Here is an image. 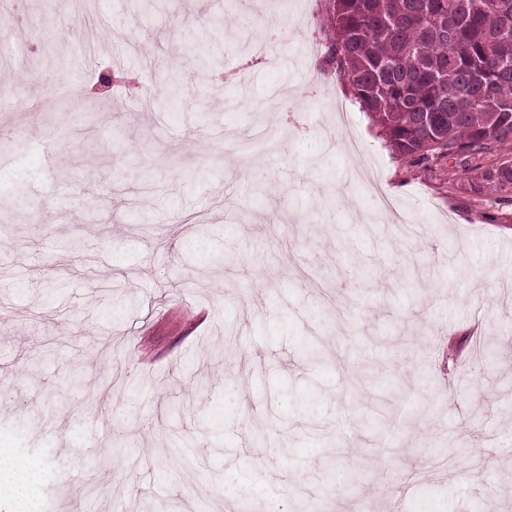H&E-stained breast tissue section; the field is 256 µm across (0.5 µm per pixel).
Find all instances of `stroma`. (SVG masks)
Listing matches in <instances>:
<instances>
[{
  "instance_id": "35a3bbf8",
  "label": "stroma",
  "mask_w": 512,
  "mask_h": 512,
  "mask_svg": "<svg viewBox=\"0 0 512 512\" xmlns=\"http://www.w3.org/2000/svg\"><path fill=\"white\" fill-rule=\"evenodd\" d=\"M260 2L5 4L26 52L0 79L29 89L0 112V182L24 194L0 210V447L66 472L42 512H203L229 479L254 512H512V186L482 180L512 150L399 155L326 62L328 0L250 63ZM198 23L247 83L199 68ZM106 71L139 89L103 111ZM287 83L307 91L295 131L257 111Z\"/></svg>"
}]
</instances>
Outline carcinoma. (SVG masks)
<instances>
[{"mask_svg":"<svg viewBox=\"0 0 512 512\" xmlns=\"http://www.w3.org/2000/svg\"><path fill=\"white\" fill-rule=\"evenodd\" d=\"M330 2L329 59L396 153L468 162L512 144V0ZM484 179L512 185V167Z\"/></svg>","mask_w":512,"mask_h":512,"instance_id":"1","label":"carcinoma"}]
</instances>
